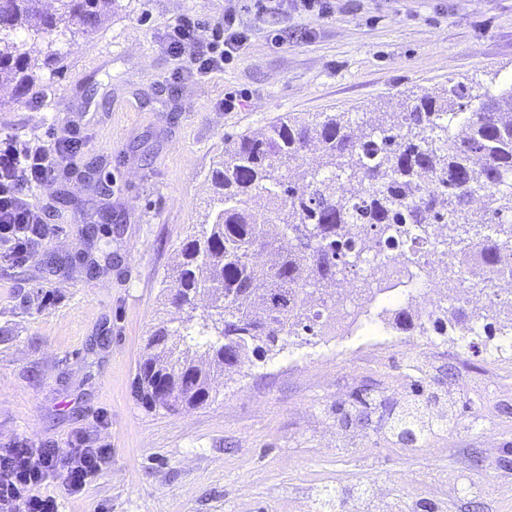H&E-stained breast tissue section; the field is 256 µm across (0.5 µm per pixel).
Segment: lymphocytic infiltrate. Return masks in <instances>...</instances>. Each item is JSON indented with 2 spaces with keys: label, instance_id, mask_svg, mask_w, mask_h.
Returning <instances> with one entry per match:
<instances>
[{
  "label": "lymphocytic infiltrate",
  "instance_id": "lymphocytic-infiltrate-1",
  "mask_svg": "<svg viewBox=\"0 0 512 512\" xmlns=\"http://www.w3.org/2000/svg\"><path fill=\"white\" fill-rule=\"evenodd\" d=\"M240 0H226L224 20L206 27L194 14L181 15L165 32L164 49L179 61L180 76L195 79L223 70L249 40ZM85 148L81 125L33 143L0 133V263L25 264L50 237V226L32 191L64 167L73 166ZM111 453L107 446L75 435L65 448H35L26 440L0 450V512H59L55 496L40 494L50 477L65 493L77 494L97 476Z\"/></svg>",
  "mask_w": 512,
  "mask_h": 512
}]
</instances>
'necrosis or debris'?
<instances>
[{
	"mask_svg": "<svg viewBox=\"0 0 512 512\" xmlns=\"http://www.w3.org/2000/svg\"><path fill=\"white\" fill-rule=\"evenodd\" d=\"M409 248L416 254L414 262H405L396 251L374 249L342 274L343 291L319 306L337 335H380L372 316L379 302L386 298L413 302L422 296L433 315L469 305L472 317L460 330L465 337L463 346L468 349L478 337L483 321L498 309L512 307V278L494 280L484 292L471 293L463 286H450L444 278V270L454 264V257L442 255L427 240L410 243Z\"/></svg>",
	"mask_w": 512,
	"mask_h": 512,
	"instance_id": "necrosis-or-debris-1",
	"label": "necrosis or debris"
}]
</instances>
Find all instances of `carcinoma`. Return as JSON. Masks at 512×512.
<instances>
[{"label":"carcinoma","instance_id":"obj_1","mask_svg":"<svg viewBox=\"0 0 512 512\" xmlns=\"http://www.w3.org/2000/svg\"><path fill=\"white\" fill-rule=\"evenodd\" d=\"M114 0H0V110L27 96L54 62L55 37L90 35ZM42 40L39 60L27 39ZM477 105H472V102ZM321 162L304 166L311 151ZM512 83L496 92L462 83L423 93L400 112H381L369 131L347 112L288 114L259 136L224 147L211 174L199 230L183 242L172 268L171 301L186 310L178 324L160 322L139 361L134 392L150 409L194 408L212 399L218 378L249 356L282 348L312 332L313 303L336 292L350 258L371 248L402 249L413 235L447 226L442 245L467 246L459 263L475 287L503 274L512 251ZM357 190L349 195L345 185ZM263 194L267 206L249 201ZM358 225L350 236L346 228ZM261 251L266 266L252 256ZM424 406L406 402L387 434L420 448L448 424H425Z\"/></svg>","mask_w":512,"mask_h":512}]
</instances>
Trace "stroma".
I'll return each mask as SVG.
<instances>
[{
    "instance_id": "35a3bbf8",
    "label": "stroma",
    "mask_w": 512,
    "mask_h": 512,
    "mask_svg": "<svg viewBox=\"0 0 512 512\" xmlns=\"http://www.w3.org/2000/svg\"><path fill=\"white\" fill-rule=\"evenodd\" d=\"M225 0H117L96 32L58 38L39 102L0 110V131L47 139L81 121L76 168L33 198L54 230L33 261L0 264V448L23 438L109 445L61 512H512V355L455 350L451 336L391 325L393 342L324 334L250 357L212 402L145 409L133 392L146 339L179 313L162 288L201 223L224 146L290 113L394 112L413 95L488 76L512 80V0H338L335 13L243 12L251 37L224 69L177 78L161 43L187 12ZM237 97L225 109L228 94ZM112 226L88 247L87 223ZM429 351V370L410 367ZM452 394L455 420L416 450L351 424L358 394ZM484 423L471 428L473 409Z\"/></svg>"
}]
</instances>
